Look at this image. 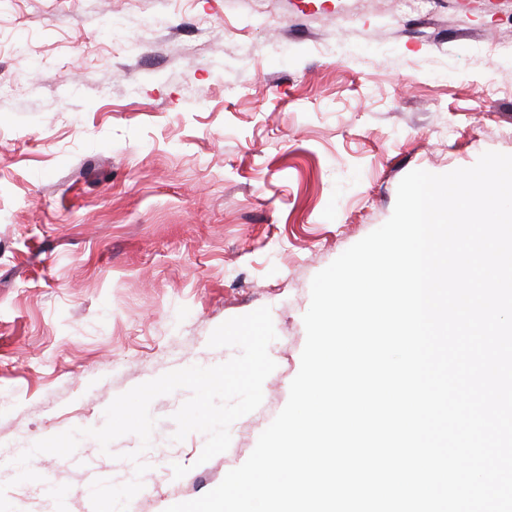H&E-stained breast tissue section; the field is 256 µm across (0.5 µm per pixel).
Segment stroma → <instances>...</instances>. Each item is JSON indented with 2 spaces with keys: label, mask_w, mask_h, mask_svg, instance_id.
I'll use <instances>...</instances> for the list:
<instances>
[{
  "label": "stroma",
  "mask_w": 512,
  "mask_h": 512,
  "mask_svg": "<svg viewBox=\"0 0 512 512\" xmlns=\"http://www.w3.org/2000/svg\"><path fill=\"white\" fill-rule=\"evenodd\" d=\"M162 26L144 38L141 22ZM512 154V0H0V484L17 512H88L97 479L149 469L128 512L217 487L284 408L313 277L391 216L402 178ZM277 335L263 402L200 462L176 442L42 453L115 397L236 354L261 307ZM187 466L174 478L173 464Z\"/></svg>",
  "instance_id": "stroma-1"
}]
</instances>
